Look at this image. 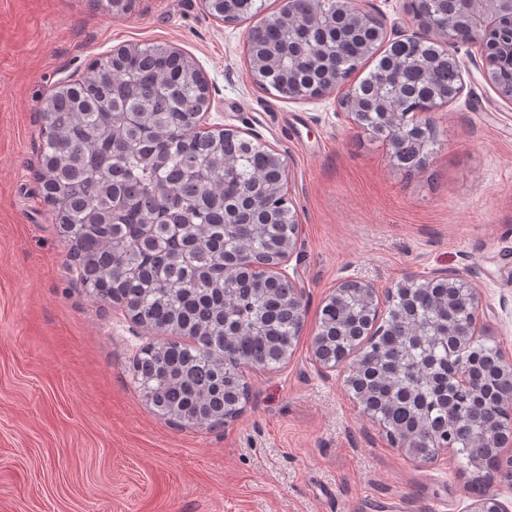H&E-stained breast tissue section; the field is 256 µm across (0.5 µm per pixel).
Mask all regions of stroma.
<instances>
[{
    "label": "stroma",
    "mask_w": 512,
    "mask_h": 512,
    "mask_svg": "<svg viewBox=\"0 0 512 512\" xmlns=\"http://www.w3.org/2000/svg\"><path fill=\"white\" fill-rule=\"evenodd\" d=\"M0 0V512H467L453 450L429 461L394 447L340 371L314 355L321 309L343 281L378 293L463 272L487 336L512 360V102L460 47L463 90L431 113L425 167L396 168L337 93L284 99L252 80L247 24L205 0ZM410 0H362L427 37ZM166 42L209 87L213 129L281 153L299 226L288 275L304 293L297 346L277 370L246 368L234 421L201 429L158 415L134 361L161 340L68 268L38 180L42 100L132 42Z\"/></svg>",
    "instance_id": "stroma-1"
}]
</instances>
